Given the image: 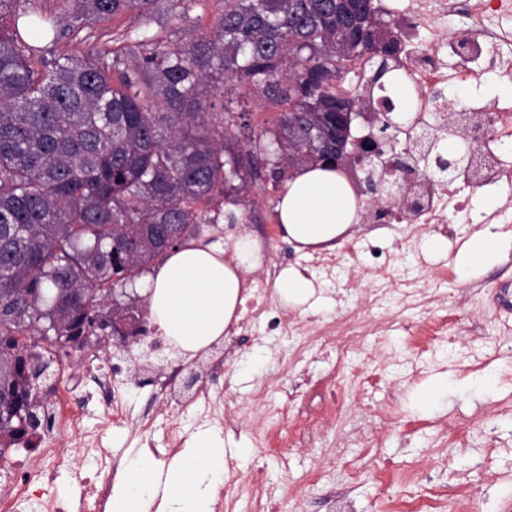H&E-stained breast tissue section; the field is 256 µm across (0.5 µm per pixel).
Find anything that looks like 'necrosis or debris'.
Segmentation results:
<instances>
[{"instance_id":"necrosis-or-debris-1","label":"necrosis or debris","mask_w":512,"mask_h":512,"mask_svg":"<svg viewBox=\"0 0 512 512\" xmlns=\"http://www.w3.org/2000/svg\"><path fill=\"white\" fill-rule=\"evenodd\" d=\"M455 0H411L399 18L406 40H413L419 31H429L433 40L424 53L406 52L400 68L416 91L417 107L408 125L401 130L405 142L421 143L417 160L432 168H441L448 159V149L439 135L436 122L449 119L450 127L462 133L464 141L472 146V161L442 180H432L427 173L417 170L401 185L395 205L384 208L375 204L359 205L357 214L365 224H404L408 227L403 253L381 256L370 249L373 271L383 280H392L395 262L421 264L422 258L415 244L427 228L446 231L448 225L464 220L468 224H496L502 208L473 209L462 190L469 185L501 184L512 189V107L500 104L489 106L478 102L459 104L456 90L474 76L473 62L487 63L500 76L512 74V57L503 55L499 46L511 41L512 33L482 26L467 37L459 39L440 23ZM450 43L458 64L447 69L439 51L443 43ZM279 270L272 262H264L245 281L241 323H249L268 312L274 283ZM71 375L66 366H59L48 387L52 404L53 432L77 435L79 444L96 467L91 477L82 480V495L76 502V512H106L112 495L117 468L112 451L103 444V436L112 429L124 426L128 416L121 397L114 389H106L100 428L97 434L82 432V412L70 396ZM38 451L49 459L47 470L31 474L20 455L0 456V512H21L24 504L37 501L42 512H57L55 500L48 492L55 476L71 470L73 460L64 449L51 447L49 439H42Z\"/></svg>"}]
</instances>
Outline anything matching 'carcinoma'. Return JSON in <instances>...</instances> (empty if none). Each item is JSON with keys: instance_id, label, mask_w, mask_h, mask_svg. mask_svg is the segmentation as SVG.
<instances>
[{"instance_id": "cac0c4a2", "label": "carcinoma", "mask_w": 512, "mask_h": 512, "mask_svg": "<svg viewBox=\"0 0 512 512\" xmlns=\"http://www.w3.org/2000/svg\"><path fill=\"white\" fill-rule=\"evenodd\" d=\"M61 2L49 18L0 0V453L32 443L48 415L27 360L49 368L109 330L112 289L203 236L199 204L336 150V113L363 101L350 60H378L370 89L392 110L388 89L407 86L406 44L373 0H224L185 46L126 33L88 56L56 43L127 12L149 26L183 0ZM228 80L281 108L240 151L245 124L215 111Z\"/></svg>"}]
</instances>
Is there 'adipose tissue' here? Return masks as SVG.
<instances>
[{
    "instance_id": "1",
    "label": "adipose tissue",
    "mask_w": 512,
    "mask_h": 512,
    "mask_svg": "<svg viewBox=\"0 0 512 512\" xmlns=\"http://www.w3.org/2000/svg\"><path fill=\"white\" fill-rule=\"evenodd\" d=\"M286 241L332 250L356 223L355 199L336 171L303 167L288 181L278 204ZM261 264V247L250 235H231L223 247L194 242L170 252L141 286L149 318L171 348L191 358L223 336L242 303L244 272ZM224 479V444L197 439L168 465L139 450L124 466V483L112 512H214Z\"/></svg>"
}]
</instances>
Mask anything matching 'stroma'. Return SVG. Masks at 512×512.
Wrapping results in <instances>:
<instances>
[{"mask_svg":"<svg viewBox=\"0 0 512 512\" xmlns=\"http://www.w3.org/2000/svg\"><path fill=\"white\" fill-rule=\"evenodd\" d=\"M218 7V0H188L180 19L167 26L145 25L135 12L115 24L182 46L204 32ZM474 69L461 97L512 102V80L480 62ZM266 212L263 203H251L247 223L211 224L205 237L220 243L229 234L247 233L264 242L270 260L302 268L310 248L267 243ZM477 230L474 224L453 225L446 249L422 250L421 266L394 271L432 295L425 316L442 325V332L398 336L387 330L394 306L370 305L371 271L346 263L337 271L335 287H316L297 306L303 334L294 348L286 337L265 335L259 320L239 345L225 336L187 360L160 341L145 363L141 355L158 335L149 328L130 358L119 363L128 412L135 419L160 408L176 414L178 403L193 393L178 381L170 394L160 395L158 373L175 364L209 379L215 362L223 361L230 380L216 383L215 405H200L194 417L182 421L186 441L209 432L227 449L224 476L234 505H218L216 512H260L250 474L259 466L279 470L283 456L288 468L279 470V512H336L341 494L352 501L354 512H411L415 499L431 494L450 495L455 512H466L465 498L475 486L487 512H512V440L505 438L512 430V353L496 350L495 337L487 333L498 311L486 296L512 286V223L498 227L501 255L474 266L464 248ZM349 282L356 291L346 298L342 288ZM344 315L361 322L363 333L351 337L349 357L342 362L333 342L315 335L313 326ZM440 379L448 384L446 396L420 405L419 394ZM214 407L219 420L195 423V416ZM59 445L76 458L74 470L55 482L65 508L89 469L77 438L61 436Z\"/></svg>","mask_w":512,"mask_h":512,"instance_id":"stroma-1","label":"stroma"}]
</instances>
